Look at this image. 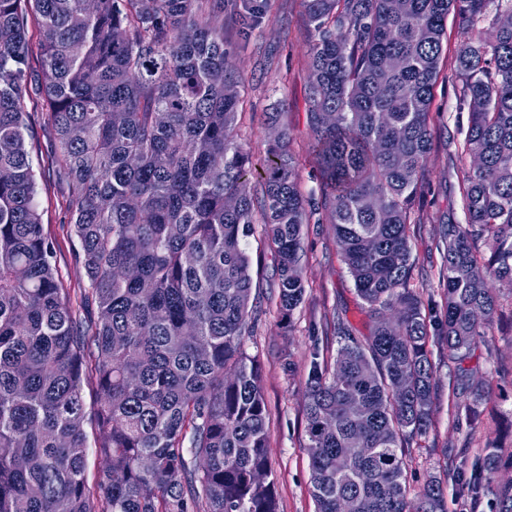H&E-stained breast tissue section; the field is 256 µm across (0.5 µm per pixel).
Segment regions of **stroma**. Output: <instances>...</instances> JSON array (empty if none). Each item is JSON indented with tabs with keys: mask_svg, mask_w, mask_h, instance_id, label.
<instances>
[{
	"mask_svg": "<svg viewBox=\"0 0 512 512\" xmlns=\"http://www.w3.org/2000/svg\"><path fill=\"white\" fill-rule=\"evenodd\" d=\"M310 35L304 0H268L265 11L256 16L246 12L244 0H224V46L239 82L237 136L249 154L252 187L261 183L271 134L283 129L297 165L300 191L305 195L320 191L321 165L311 147L307 96ZM462 38L457 20L449 19L431 106L432 150L407 229L416 259L411 286L426 311L436 317L443 305L442 223L450 218L460 224L466 221L462 175L470 164L463 151L468 106L453 76ZM30 74L25 112L28 147L37 171V200L70 304L87 325L93 316L84 303L89 285L78 262L80 243L70 226L72 185L55 157L53 127L37 91L39 53L31 55ZM303 246L306 296L291 328L285 329L277 308L274 252L262 231L249 239L257 322L245 339V349L259 363L280 512H315L305 451L304 393L310 363L315 358L334 361L339 347L337 319H347L360 330L366 327L332 226L305 225ZM429 349L439 383L432 427L407 453L412 489L422 487L430 475L446 471L448 452L465 453L472 464L490 444L499 449L500 477L512 476V288L502 287L484 342L463 363L484 386L477 420H470L460 408L462 397L452 387L454 365L447 348L433 343Z\"/></svg>",
	"mask_w": 512,
	"mask_h": 512,
	"instance_id": "stroma-1",
	"label": "stroma"
}]
</instances>
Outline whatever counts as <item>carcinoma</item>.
<instances>
[{"mask_svg":"<svg viewBox=\"0 0 512 512\" xmlns=\"http://www.w3.org/2000/svg\"><path fill=\"white\" fill-rule=\"evenodd\" d=\"M321 202L298 189L287 134L268 143L255 205L236 138L224 0H0V512H278L268 414L244 350L254 322L246 240L262 220L279 314L304 300L303 226L324 206L367 336L339 324L310 364L305 450L315 512H447L443 482L410 494L406 452L432 425L427 345L468 358L512 288V0H305ZM464 35L467 223L442 232L443 316L410 288V205L431 150L448 15ZM480 18L495 36L474 32ZM39 94L73 186L72 231L96 318L84 332L54 264L26 147L30 20ZM483 242L487 252L478 249ZM95 383L92 411L84 384ZM474 412L482 386L459 377ZM92 422L104 458L87 479ZM498 449L461 476L473 508L512 512Z\"/></svg>","mask_w":512,"mask_h":512,"instance_id":"carcinoma-1","label":"carcinoma"}]
</instances>
